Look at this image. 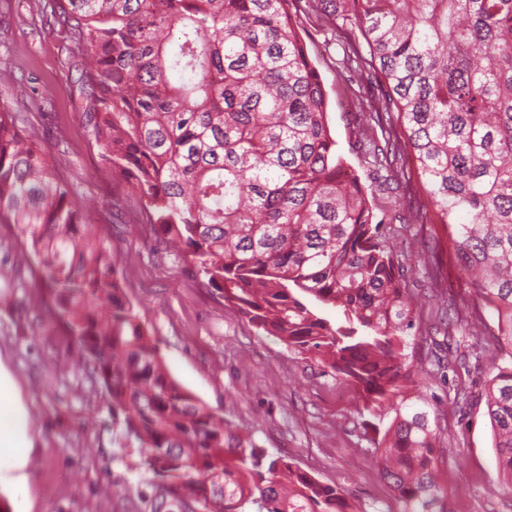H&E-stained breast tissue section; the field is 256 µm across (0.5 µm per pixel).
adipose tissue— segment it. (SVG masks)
I'll return each mask as SVG.
<instances>
[{
	"instance_id": "ef3b65f1",
	"label": "adipose tissue",
	"mask_w": 512,
	"mask_h": 512,
	"mask_svg": "<svg viewBox=\"0 0 512 512\" xmlns=\"http://www.w3.org/2000/svg\"><path fill=\"white\" fill-rule=\"evenodd\" d=\"M30 451L24 406L9 371L0 364V470L13 474L7 492L25 488Z\"/></svg>"
}]
</instances>
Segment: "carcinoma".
<instances>
[{"mask_svg": "<svg viewBox=\"0 0 512 512\" xmlns=\"http://www.w3.org/2000/svg\"><path fill=\"white\" fill-rule=\"evenodd\" d=\"M300 10L352 33L346 61L383 87L364 106L365 153L392 157L403 199L418 181L433 217L417 213L446 226L495 349L512 359V0H63L51 16L83 59L100 157L154 233L249 322L358 387L359 415L395 409L371 452L397 512H448L429 411L403 398L415 302L367 189L345 174ZM58 170L0 112V224L38 259L28 278L14 265L0 283L39 289L76 341L77 372L100 387L115 442L149 489L141 512H370L267 455L170 377ZM455 327V357L435 356L438 370L486 352L469 318ZM489 374L497 473L512 493V364Z\"/></svg>", "mask_w": 512, "mask_h": 512, "instance_id": "obj_1", "label": "carcinoma"}]
</instances>
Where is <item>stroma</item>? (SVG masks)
Listing matches in <instances>:
<instances>
[{
    "label": "stroma",
    "instance_id": "stroma-1",
    "mask_svg": "<svg viewBox=\"0 0 512 512\" xmlns=\"http://www.w3.org/2000/svg\"><path fill=\"white\" fill-rule=\"evenodd\" d=\"M46 0H0V110L25 116L26 132L64 157L60 174L87 208L112 254L126 299L145 314L170 376L199 402L251 432L258 447L284 456L319 481L341 487L351 502L395 508L381 478L362 419L357 389L316 358L288 350L237 313L191 264L159 244L141 201L118 170L103 163L86 124L84 74L66 26L42 23ZM301 33L328 97V121L349 175L358 178L394 250L420 309L409 351L425 366L408 392L427 407L437 433L441 494L450 512H512V497L495 490L496 450L483 399L484 368L449 374L428 366L438 330L437 298L428 271L440 268L441 288L470 314L472 296L459 280L446 230L418 224L409 204L393 206L359 145L357 100L377 96L362 71L344 79L342 50L326 43L313 20L300 15ZM75 341L40 308L34 289L0 288V363L11 372L26 407L32 452L27 473L31 512H136L137 476L114 461L118 448L99 390L80 377L61 376L53 362L75 357ZM468 394L465 410L451 397ZM125 484L120 495L102 485Z\"/></svg>",
    "mask_w": 512,
    "mask_h": 512
}]
</instances>
